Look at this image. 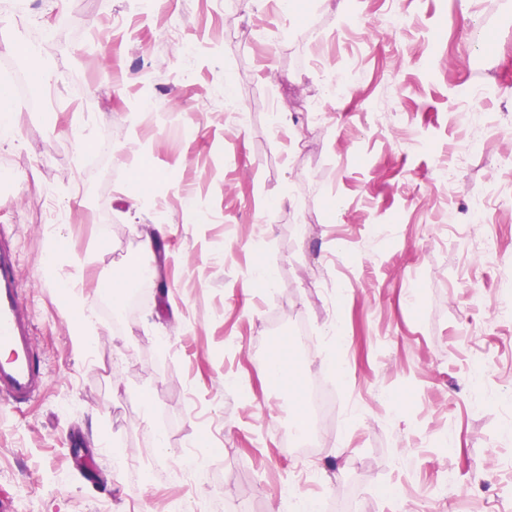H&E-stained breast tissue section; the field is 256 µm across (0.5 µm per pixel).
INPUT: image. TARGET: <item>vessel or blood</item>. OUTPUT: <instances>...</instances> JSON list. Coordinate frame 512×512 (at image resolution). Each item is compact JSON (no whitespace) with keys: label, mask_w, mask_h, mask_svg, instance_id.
I'll return each instance as SVG.
<instances>
[{"label":"vessel or blood","mask_w":512,"mask_h":512,"mask_svg":"<svg viewBox=\"0 0 512 512\" xmlns=\"http://www.w3.org/2000/svg\"><path fill=\"white\" fill-rule=\"evenodd\" d=\"M48 382L33 317L18 285V263L0 241V402L14 408L37 399Z\"/></svg>","instance_id":"vessel-or-blood-1"}]
</instances>
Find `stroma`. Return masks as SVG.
<instances>
[{"label": "stroma", "instance_id": "1", "mask_svg": "<svg viewBox=\"0 0 512 512\" xmlns=\"http://www.w3.org/2000/svg\"><path fill=\"white\" fill-rule=\"evenodd\" d=\"M336 5L0 0V88L29 70L31 29L50 37L29 90L49 100L10 99L16 142L0 143V237L49 371L33 404L0 405V493L18 512L192 496L291 512L288 485L331 512H512V199L492 198L512 186V0ZM328 70L358 79L328 96ZM101 135L109 153L88 160ZM151 224L169 231L146 253ZM134 260L149 285L116 331L110 290ZM298 326L296 365L337 402L310 456L286 447L291 395L261 369ZM148 420L168 460L215 449L210 484L116 478V442L140 457Z\"/></svg>", "mask_w": 512, "mask_h": 512}]
</instances>
